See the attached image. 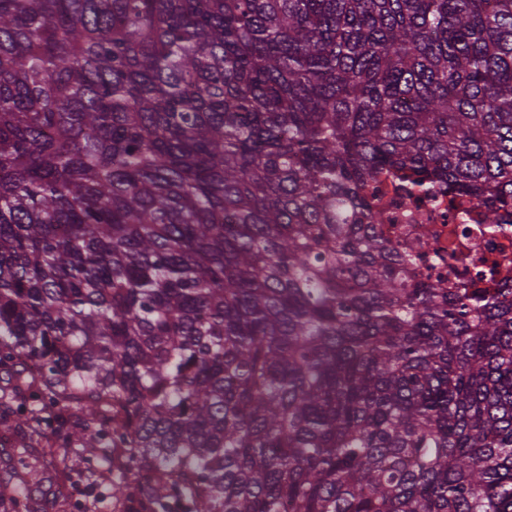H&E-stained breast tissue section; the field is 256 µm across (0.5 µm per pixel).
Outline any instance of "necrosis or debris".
<instances>
[{"mask_svg": "<svg viewBox=\"0 0 512 512\" xmlns=\"http://www.w3.org/2000/svg\"><path fill=\"white\" fill-rule=\"evenodd\" d=\"M386 220L380 229L393 245L419 256L414 274L417 278L438 284L442 288H468L477 281L476 273L484 262L507 259L490 285L494 288L512 286V229L490 235L479 222V209L473 204L449 208L445 193L418 202L396 188L387 176L373 184ZM479 243L477 256H470L472 243ZM459 255L460 261L449 264V253Z\"/></svg>", "mask_w": 512, "mask_h": 512, "instance_id": "necrosis-or-debris-1", "label": "necrosis or debris"}]
</instances>
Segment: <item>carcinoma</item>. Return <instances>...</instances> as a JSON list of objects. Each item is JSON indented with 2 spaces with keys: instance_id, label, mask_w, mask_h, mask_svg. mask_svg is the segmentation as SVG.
<instances>
[{
  "instance_id": "cac0c4a2",
  "label": "carcinoma",
  "mask_w": 512,
  "mask_h": 512,
  "mask_svg": "<svg viewBox=\"0 0 512 512\" xmlns=\"http://www.w3.org/2000/svg\"><path fill=\"white\" fill-rule=\"evenodd\" d=\"M512 0H0V404L129 512H512ZM384 209L386 220L380 229L383 236L399 249H407L420 257L414 275L418 279L438 284L440 288L512 286V226L498 235L483 233L479 224V209L475 204H463L448 209V195L435 192L424 202H416L396 189V182L387 176L373 184ZM448 241L457 256L468 254L471 244L480 243L479 253L469 261L457 262L448 276ZM507 256L509 264L489 282H479L478 270L493 260Z\"/></svg>"
}]
</instances>
